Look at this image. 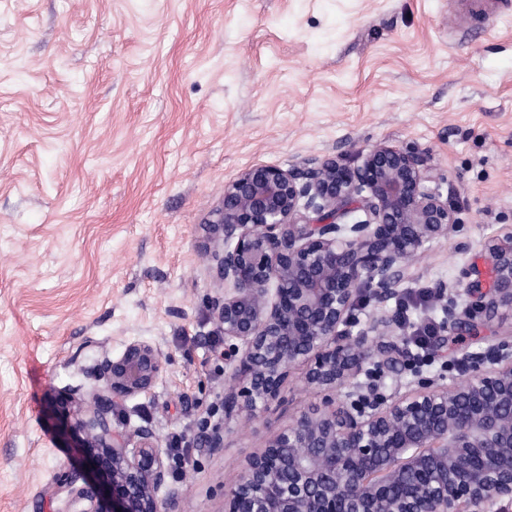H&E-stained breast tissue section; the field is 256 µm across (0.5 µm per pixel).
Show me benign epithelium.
<instances>
[{"label":"benign epithelium","mask_w":512,"mask_h":512,"mask_svg":"<svg viewBox=\"0 0 512 512\" xmlns=\"http://www.w3.org/2000/svg\"><path fill=\"white\" fill-rule=\"evenodd\" d=\"M446 182L425 150L380 142L353 163L254 165L224 185L205 254L234 363L225 416L240 395L257 416L297 365L307 367L305 386L323 394L248 461L224 491L226 512H503L512 502V336L460 352L447 384L420 377L386 397L358 381L370 366L393 371L407 356L396 315L351 331L359 285L387 302L428 246L458 231ZM485 250L493 288L471 282L463 309L437 290L443 327L478 329L474 309L512 312V234ZM163 366L157 345L132 341L93 367L92 389L73 390L69 432L109 464L106 477L96 468L63 475L59 491L78 512H172L160 494L169 466L159 437L112 421L121 402L150 393Z\"/></svg>","instance_id":"1"}]
</instances>
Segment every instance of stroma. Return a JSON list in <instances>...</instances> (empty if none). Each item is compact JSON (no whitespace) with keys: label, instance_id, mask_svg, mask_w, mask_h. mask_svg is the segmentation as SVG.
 Listing matches in <instances>:
<instances>
[{"label":"stroma","instance_id":"1","mask_svg":"<svg viewBox=\"0 0 512 512\" xmlns=\"http://www.w3.org/2000/svg\"><path fill=\"white\" fill-rule=\"evenodd\" d=\"M448 0H0V512H67L82 466L65 394L143 340L167 357L114 424L162 447L220 428L172 473L175 512H224L271 432L320 401L304 367L252 421L224 417L231 367L213 317L205 226L257 165L418 146L459 198L397 297L402 335L440 328L431 297L492 283L488 238L512 233V17L463 40ZM462 335L412 349L381 394L448 376Z\"/></svg>","mask_w":512,"mask_h":512}]
</instances>
